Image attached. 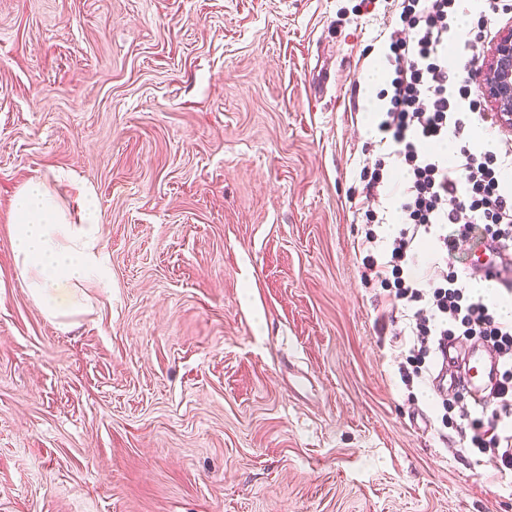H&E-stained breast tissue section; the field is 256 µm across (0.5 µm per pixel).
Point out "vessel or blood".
I'll use <instances>...</instances> for the list:
<instances>
[{"instance_id": "b4317fda", "label": "vessel or blood", "mask_w": 512, "mask_h": 512, "mask_svg": "<svg viewBox=\"0 0 512 512\" xmlns=\"http://www.w3.org/2000/svg\"><path fill=\"white\" fill-rule=\"evenodd\" d=\"M470 279L482 280L495 287L512 288V248L493 247L491 256H480L468 266ZM502 363L489 345L474 342L460 347L444 346L440 351L437 390L465 387L477 406H484L486 392L495 391L500 381Z\"/></svg>"}]
</instances>
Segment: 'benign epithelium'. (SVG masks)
<instances>
[{"instance_id": "obj_1", "label": "benign epithelium", "mask_w": 512, "mask_h": 512, "mask_svg": "<svg viewBox=\"0 0 512 512\" xmlns=\"http://www.w3.org/2000/svg\"><path fill=\"white\" fill-rule=\"evenodd\" d=\"M481 95L490 109L512 121V26L499 30L484 56L478 76Z\"/></svg>"}]
</instances>
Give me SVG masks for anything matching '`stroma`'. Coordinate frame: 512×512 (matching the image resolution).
<instances>
[{
	"instance_id": "35a3bbf8",
	"label": "stroma",
	"mask_w": 512,
	"mask_h": 512,
	"mask_svg": "<svg viewBox=\"0 0 512 512\" xmlns=\"http://www.w3.org/2000/svg\"><path fill=\"white\" fill-rule=\"evenodd\" d=\"M389 8L0 0V512H512L355 258ZM32 180L96 195L92 313L18 284Z\"/></svg>"
}]
</instances>
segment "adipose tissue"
<instances>
[{"label":"adipose tissue","instance_id":"1","mask_svg":"<svg viewBox=\"0 0 512 512\" xmlns=\"http://www.w3.org/2000/svg\"><path fill=\"white\" fill-rule=\"evenodd\" d=\"M12 252L19 285L48 316L91 312L81 288L110 282L99 253V211L84 191L74 211L62 208L43 183L25 185L10 214Z\"/></svg>","mask_w":512,"mask_h":512}]
</instances>
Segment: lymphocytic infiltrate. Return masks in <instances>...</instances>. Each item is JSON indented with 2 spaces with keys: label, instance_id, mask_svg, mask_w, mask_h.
<instances>
[{
  "label": "lymphocytic infiltrate",
  "instance_id": "f902f5d3",
  "mask_svg": "<svg viewBox=\"0 0 512 512\" xmlns=\"http://www.w3.org/2000/svg\"><path fill=\"white\" fill-rule=\"evenodd\" d=\"M403 28L389 37V106L380 113L381 143L404 173L394 182L384 161L361 170L366 182L364 200L385 189L398 200L399 236L391 242L389 259H378V236L367 231L358 246L365 282L393 287L391 307L411 309V334L420 351L437 353L454 333L479 336L498 350L504 372L495 392L492 413L460 417L472 432L471 444L489 456L494 468L512 473V320L498 313L497 301L472 295L465 269L457 260L461 241L490 238L512 243V190L501 178L512 159V141L492 133L483 145L472 146L464 132L484 123L485 111L477 92L448 68L453 46L472 51L491 44L496 31L483 18L471 21L465 42L456 35L457 0H391ZM457 140L453 157L437 147ZM428 245L432 260L416 269L420 245Z\"/></svg>",
  "mask_w": 512,
  "mask_h": 512
}]
</instances>
